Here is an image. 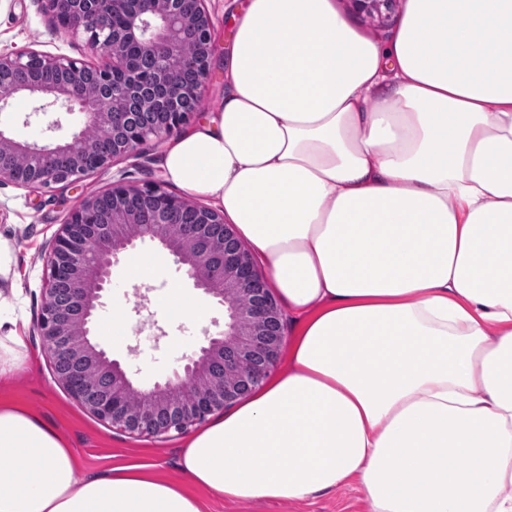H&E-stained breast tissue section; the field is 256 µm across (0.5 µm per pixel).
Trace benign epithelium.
<instances>
[{
	"instance_id": "7a95c632",
	"label": "benign epithelium",
	"mask_w": 512,
	"mask_h": 512,
	"mask_svg": "<svg viewBox=\"0 0 512 512\" xmlns=\"http://www.w3.org/2000/svg\"><path fill=\"white\" fill-rule=\"evenodd\" d=\"M59 26L83 34L89 47L108 62L98 67L99 90L87 94L86 64L33 48L0 52V112L18 97L36 103L34 112L80 116L78 130L64 143L19 141L0 129V183L20 187H69L80 177L136 151L192 115L183 107L186 90L174 79L184 55L188 30L202 35L191 64L197 79L191 94L200 96L211 71L213 22L206 0L184 14L182 0H46ZM373 22H382L395 0H349ZM154 60L153 78L136 67L130 50ZM53 69L55 84L36 77L12 81L17 70ZM112 139V150L98 151L92 134ZM70 159L62 172L46 164L49 156ZM156 201L155 219L145 220L127 206L132 196ZM183 200L156 186L137 187L118 180L70 211L49 243L48 275L37 329L54 375L99 421L130 433L162 436L186 432L210 415L245 398L269 375L281 351L283 312L242 245L233 225L217 211L198 206L203 220L180 221ZM151 240L186 268L187 276L219 306L224 328L208 337L193 355L164 381L134 386L121 363L109 357L91 337L94 312L106 305L112 265L120 254ZM97 375L88 388L86 369ZM137 401H130V394Z\"/></svg>"
}]
</instances>
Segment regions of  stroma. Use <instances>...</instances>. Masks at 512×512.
I'll return each instance as SVG.
<instances>
[{"instance_id":"35a3bbf8","label":"stroma","mask_w":512,"mask_h":512,"mask_svg":"<svg viewBox=\"0 0 512 512\" xmlns=\"http://www.w3.org/2000/svg\"><path fill=\"white\" fill-rule=\"evenodd\" d=\"M213 21L211 73L201 89L198 111L190 118L198 123L218 111L224 93L222 59L232 33V19L224 0H207ZM23 47L48 51L88 64H105L104 55L92 52L85 35L66 33L45 10L42 0H0V51ZM51 115H35L29 100L20 99L13 109L0 112V127L21 141L44 143L52 134ZM165 143L148 140L136 154L81 177L68 188L28 189L9 182L0 184V237L12 245V272L16 288L0 289V316L23 326L28 358L16 368L9 383L0 385V402L24 406L53 422L67 437L81 460L77 472L84 479L115 466L149 464L163 477L178 481L177 461L183 435L172 432L160 438L137 437L108 426L88 413L56 380L42 345L37 318L47 276V246L65 216L85 199L122 179L132 185L152 184L170 194L176 186L162 174ZM149 274L147 290L136 283ZM184 297L196 288L172 256L147 241L126 253L112 268L110 299L96 316V343L119 360L135 386L171 374L203 342L224 310L210 307L209 319L195 323L185 319L170 299L172 288ZM209 512H370L358 484L320 494L304 503L275 504L256 501H214Z\"/></svg>"}]
</instances>
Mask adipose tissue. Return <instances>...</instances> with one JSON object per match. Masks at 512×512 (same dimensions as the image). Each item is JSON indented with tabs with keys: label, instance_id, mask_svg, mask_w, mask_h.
Instances as JSON below:
<instances>
[{
	"label": "adipose tissue",
	"instance_id": "adipose-tissue-1",
	"mask_svg": "<svg viewBox=\"0 0 512 512\" xmlns=\"http://www.w3.org/2000/svg\"><path fill=\"white\" fill-rule=\"evenodd\" d=\"M219 111L163 174L223 213L288 312L286 372L188 436L184 483L77 479L0 403V512H207L357 482L371 512H512V0H247ZM352 6L359 12L364 14L373 22H383L388 17L395 0H348ZM341 6L345 13L366 33L372 34L381 40H386L390 36L395 21L400 11L402 0L396 1L395 9L390 21L382 26H373L366 18L353 11L352 6L347 0H340Z\"/></svg>",
	"mask_w": 512,
	"mask_h": 512
}]
</instances>
